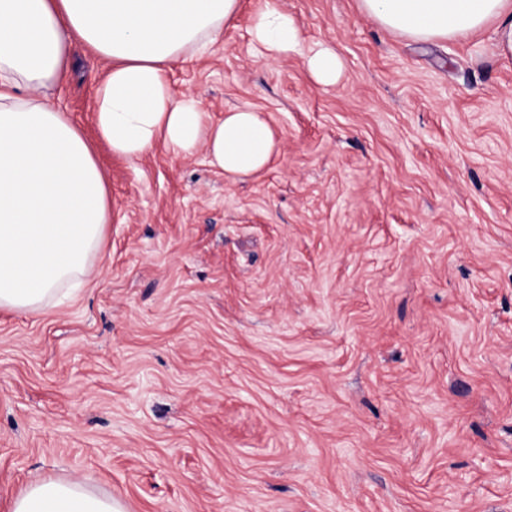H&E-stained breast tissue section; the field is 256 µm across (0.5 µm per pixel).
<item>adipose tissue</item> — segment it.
<instances>
[{
  "instance_id": "obj_1",
  "label": "adipose tissue",
  "mask_w": 512,
  "mask_h": 512,
  "mask_svg": "<svg viewBox=\"0 0 512 512\" xmlns=\"http://www.w3.org/2000/svg\"><path fill=\"white\" fill-rule=\"evenodd\" d=\"M240 0H0V309L37 314L63 303L62 284L93 272L110 221L105 175L71 117L45 96L60 86L80 40L108 63L92 101L113 154L137 159L156 142L178 156L205 149L226 179L265 169L277 151L263 113L232 108L209 121L192 91L174 94L173 62L211 52ZM389 32L417 42L453 41L484 29L499 56L512 57V0H360ZM256 57L306 52L320 83H336L342 62L323 46L304 51L295 16L270 4L251 18ZM12 512H123L79 480L38 477Z\"/></svg>"
}]
</instances>
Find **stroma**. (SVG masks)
<instances>
[{"instance_id": "obj_1", "label": "stroma", "mask_w": 512, "mask_h": 512, "mask_svg": "<svg viewBox=\"0 0 512 512\" xmlns=\"http://www.w3.org/2000/svg\"><path fill=\"white\" fill-rule=\"evenodd\" d=\"M359 0H278L304 47L257 61L266 0L173 64L211 119L263 112L268 168L112 154L106 64L54 94L112 201L94 276L0 310V512L36 475L125 512H512V58L491 31L389 34ZM307 67L318 82L328 85L336 83L342 70V62L332 48L322 46L308 52Z\"/></svg>"}]
</instances>
